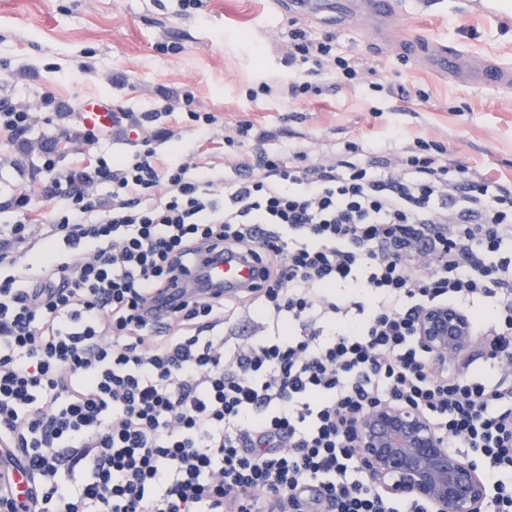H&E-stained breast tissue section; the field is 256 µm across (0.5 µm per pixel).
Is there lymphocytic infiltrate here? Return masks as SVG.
Segmentation results:
<instances>
[{"instance_id":"obj_1","label":"lymphocytic infiltrate","mask_w":512,"mask_h":512,"mask_svg":"<svg viewBox=\"0 0 512 512\" xmlns=\"http://www.w3.org/2000/svg\"><path fill=\"white\" fill-rule=\"evenodd\" d=\"M288 38L289 98L357 79L332 38ZM155 155L145 139L64 169L48 150L28 174L54 246L24 265L0 247V512H428L382 498L357 459L352 426L383 403L469 449L491 512H512V180L422 139L329 161L257 149L220 179ZM229 253L256 283L206 287ZM442 303L490 339L454 374L417 332ZM28 193L32 197V201L37 209L39 216L36 224H50L52 218V201L48 197L45 184L40 181L27 182Z\"/></svg>"}]
</instances>
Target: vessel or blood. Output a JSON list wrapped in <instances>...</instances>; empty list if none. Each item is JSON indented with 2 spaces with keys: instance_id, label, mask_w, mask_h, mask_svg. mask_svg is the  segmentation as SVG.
Returning <instances> with one entry per match:
<instances>
[{
  "instance_id": "b4317fda",
  "label": "vessel or blood",
  "mask_w": 512,
  "mask_h": 512,
  "mask_svg": "<svg viewBox=\"0 0 512 512\" xmlns=\"http://www.w3.org/2000/svg\"><path fill=\"white\" fill-rule=\"evenodd\" d=\"M289 4L292 11L299 14L325 12L344 22L369 16L376 24L378 35L386 39L395 27L398 0H289ZM405 47L420 66L431 73L476 87L496 90L512 87L511 62L483 60L476 63L457 44L447 41L430 42L415 37L408 40ZM81 119L89 127H108L112 123V108L104 101L86 99L81 105ZM207 276L215 286L243 287L251 281V266L242 260H227L209 267Z\"/></svg>"
}]
</instances>
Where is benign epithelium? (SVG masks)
<instances>
[{
  "label": "benign epithelium",
  "instance_id": "benign-epithelium-1",
  "mask_svg": "<svg viewBox=\"0 0 512 512\" xmlns=\"http://www.w3.org/2000/svg\"><path fill=\"white\" fill-rule=\"evenodd\" d=\"M435 365L446 368L472 348L470 317L452 305L425 309L418 323ZM353 446L373 488L392 500L431 512H483L489 488L477 466L447 443L420 412L385 403L367 410L352 429Z\"/></svg>",
  "mask_w": 512,
  "mask_h": 512
}]
</instances>
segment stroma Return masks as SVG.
I'll list each match as a JSON object with an SVG mask.
<instances>
[{
	"label": "stroma",
	"instance_id": "1",
	"mask_svg": "<svg viewBox=\"0 0 512 512\" xmlns=\"http://www.w3.org/2000/svg\"><path fill=\"white\" fill-rule=\"evenodd\" d=\"M399 26L378 40L369 23L345 24L288 12L275 0H206L182 14L178 0H0V101L28 105L34 114L25 146L0 133V190L55 149L61 166L88 164L106 154L121 162L150 139L157 162H194L223 170L233 149L225 137L239 122L253 126L248 149L295 146L326 157L348 140L366 146L418 138L450 147L468 166L512 179V92L451 83L423 70L402 43L418 34L461 44L487 59H512V0H498L494 19L470 12L469 0H406ZM304 27L332 36L354 58L357 80L325 75L321 94L288 98L283 59L288 33ZM179 53H171V46ZM267 82L270 95L246 91ZM195 94L194 106L213 113L209 134L188 120L175 94ZM52 94L61 110L40 107ZM108 102L122 116L97 146L76 138L82 100ZM159 120L140 125L143 113Z\"/></svg>",
	"mask_w": 512,
	"mask_h": 512
}]
</instances>
